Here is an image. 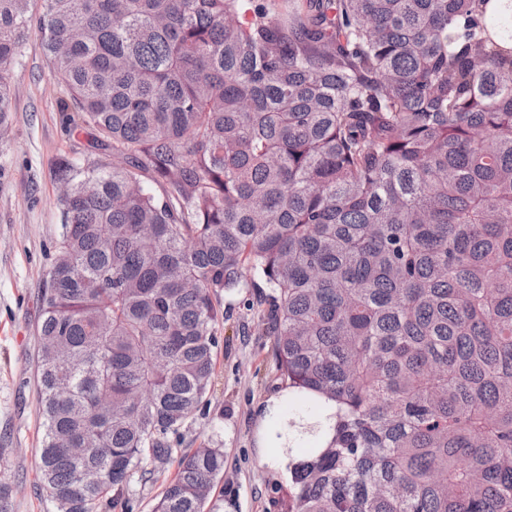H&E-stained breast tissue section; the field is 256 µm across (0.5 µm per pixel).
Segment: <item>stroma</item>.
I'll list each match as a JSON object with an SVG mask.
<instances>
[{
  "label": "stroma",
  "mask_w": 512,
  "mask_h": 512,
  "mask_svg": "<svg viewBox=\"0 0 512 512\" xmlns=\"http://www.w3.org/2000/svg\"><path fill=\"white\" fill-rule=\"evenodd\" d=\"M14 80V122L0 139V448L8 453L0 482L12 490L13 512H57L37 472V298L61 232L55 166L82 160L94 147L59 109L64 91L39 32H31ZM265 295L245 287L222 297L207 402L173 445L176 455L204 445L223 449L224 477L209 499L218 512H285L288 500L287 474L257 442V407L288 385L277 367Z\"/></svg>",
  "instance_id": "1"
}]
</instances>
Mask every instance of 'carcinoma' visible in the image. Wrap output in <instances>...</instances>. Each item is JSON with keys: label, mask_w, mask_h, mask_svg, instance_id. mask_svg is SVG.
<instances>
[{"label": "carcinoma", "mask_w": 512, "mask_h": 512, "mask_svg": "<svg viewBox=\"0 0 512 512\" xmlns=\"http://www.w3.org/2000/svg\"><path fill=\"white\" fill-rule=\"evenodd\" d=\"M30 2L0 0V136ZM42 2L61 111L103 150L54 172L37 342L62 352L36 376L58 512L170 459L249 274L289 387L336 407L287 512H512V0L245 22V0ZM223 476L221 448L181 456L153 512H205Z\"/></svg>", "instance_id": "obj_1"}]
</instances>
